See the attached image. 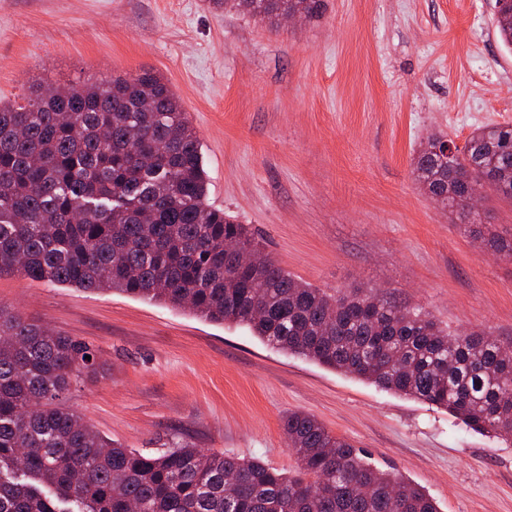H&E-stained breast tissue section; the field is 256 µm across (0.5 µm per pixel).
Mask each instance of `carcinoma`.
<instances>
[{"label":"carcinoma","mask_w":512,"mask_h":512,"mask_svg":"<svg viewBox=\"0 0 512 512\" xmlns=\"http://www.w3.org/2000/svg\"><path fill=\"white\" fill-rule=\"evenodd\" d=\"M274 26L324 0H211ZM512 50V0L495 16ZM427 138L421 188L462 220L471 183L512 202V124L475 128L457 155ZM201 144L161 76L36 82L0 101V275L116 291L247 326L263 343L448 410L512 441V345L451 336L371 288L300 282L207 204ZM91 359H86V356ZM95 351L0 306V512H439L313 417L282 420L297 467L181 443L154 455L103 437L61 403Z\"/></svg>","instance_id":"obj_1"}]
</instances>
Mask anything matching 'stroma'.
Masks as SVG:
<instances>
[{
	"label": "stroma",
	"mask_w": 512,
	"mask_h": 512,
	"mask_svg": "<svg viewBox=\"0 0 512 512\" xmlns=\"http://www.w3.org/2000/svg\"><path fill=\"white\" fill-rule=\"evenodd\" d=\"M143 71L168 82L199 137L208 204L285 271L512 342V205L492 198L455 224L412 174L428 135L461 145L512 123L494 0H325L319 20L276 28L210 0H0V100ZM0 306L96 351L100 371L63 401L127 447L189 442L288 472L281 420L301 411L440 512H512V443L246 327L6 274Z\"/></svg>",
	"instance_id": "35a3bbf8"
}]
</instances>
